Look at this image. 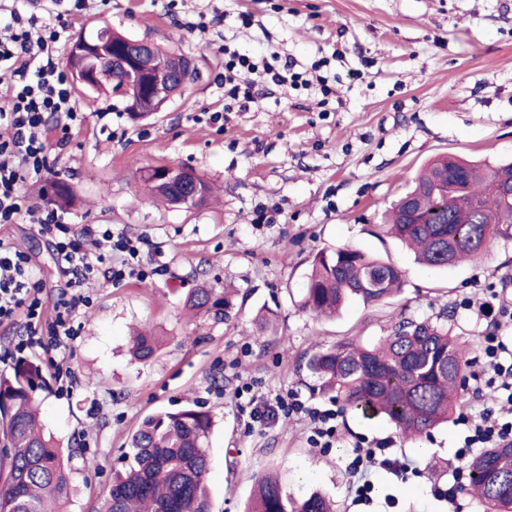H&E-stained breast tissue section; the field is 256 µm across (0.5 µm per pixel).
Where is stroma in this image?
Instances as JSON below:
<instances>
[{"label":"stroma","mask_w":512,"mask_h":512,"mask_svg":"<svg viewBox=\"0 0 512 512\" xmlns=\"http://www.w3.org/2000/svg\"><path fill=\"white\" fill-rule=\"evenodd\" d=\"M66 22L65 50L77 34L107 26L195 64L187 89L144 118L121 98L75 87L84 119L51 142L45 182L26 188L32 204L47 207L51 182L66 181L72 223L149 241L147 279L100 281L78 337L32 355L49 384L43 423L78 453L68 512H99L144 417L194 404L214 421L211 512H242L269 469L294 498L318 491L336 512H491L468 493L452 502L443 495L460 426L406 440L383 418L343 409L305 358L344 339L375 343L403 318L440 316L477 358L489 333L482 305L512 304V236L432 269L379 230L431 159L512 161V0H86ZM228 49L277 68L293 63L306 83H263L258 102L240 107L224 95ZM215 112L222 121H212ZM155 165L192 169L212 197L190 209L154 203L139 172ZM0 239L30 256L53 295L49 237L20 223L0 225ZM347 246L400 267L402 289L315 320L299 307L310 262ZM204 282L235 292L230 321L182 314L187 292ZM145 322L164 345L144 364L132 361L127 336ZM261 322L265 331H256ZM60 364L74 371L72 387L57 381ZM245 382L259 396L294 394L334 410L333 447H311L312 424L301 413L252 422L235 394ZM381 439L411 468L400 477L372 468L373 490L358 496L353 448Z\"/></svg>","instance_id":"obj_1"}]
</instances>
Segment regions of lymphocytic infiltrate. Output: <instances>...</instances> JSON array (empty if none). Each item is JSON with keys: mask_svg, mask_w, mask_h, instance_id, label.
<instances>
[{"mask_svg": "<svg viewBox=\"0 0 512 512\" xmlns=\"http://www.w3.org/2000/svg\"><path fill=\"white\" fill-rule=\"evenodd\" d=\"M0 23L10 32L7 40L0 41V69L18 78L17 84L0 93L5 97L0 105V127L9 132L8 138L0 139V224L32 219L40 233L50 236L56 264L65 277V286L52 306H45L29 257L0 240V326L21 325L13 349L34 352L76 339L74 322L80 307L91 303L92 283L101 278L111 283L145 278L141 251L148 241L113 232L107 224L78 226L69 222L64 209H38L30 203L22 186L42 180L49 171L51 117L77 123L83 114L60 64L59 45L65 32L61 19L42 21L12 11L0 14ZM257 68L249 56L230 53L224 62L230 98L254 102L250 76ZM472 381L474 393L493 389L500 407L459 417L463 431L452 468L456 476L465 471L475 449L512 445V339L486 337L483 365ZM300 411L314 424L309 438L313 447H331L336 428L330 411L277 396L256 404L252 415L265 422Z\"/></svg>", "mask_w": 512, "mask_h": 512, "instance_id": "1", "label": "lymphocytic infiltrate"}]
</instances>
